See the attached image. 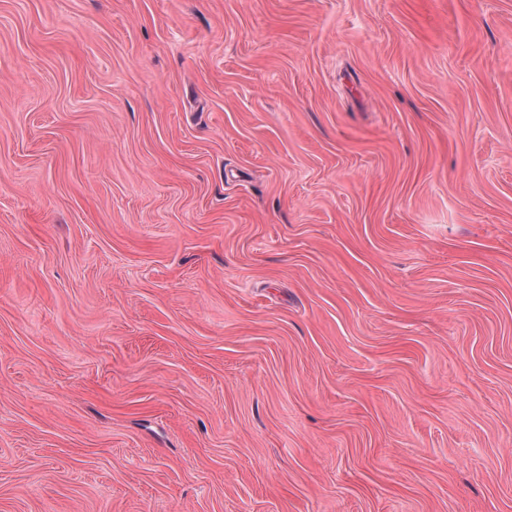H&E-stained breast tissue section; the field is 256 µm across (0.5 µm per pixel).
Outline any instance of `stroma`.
I'll list each match as a JSON object with an SVG mask.
<instances>
[{"instance_id": "1", "label": "stroma", "mask_w": 512, "mask_h": 512, "mask_svg": "<svg viewBox=\"0 0 512 512\" xmlns=\"http://www.w3.org/2000/svg\"><path fill=\"white\" fill-rule=\"evenodd\" d=\"M0 512H512V0H0Z\"/></svg>"}]
</instances>
